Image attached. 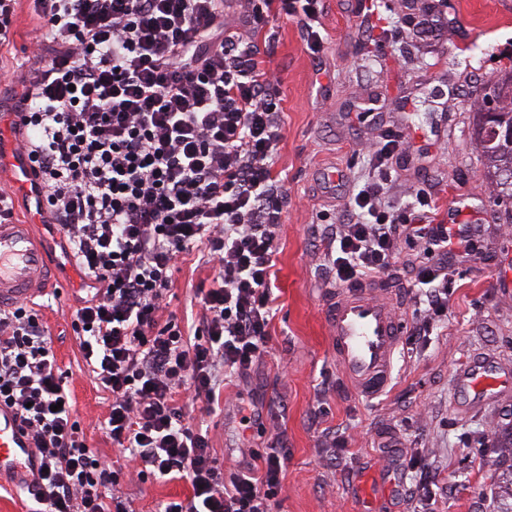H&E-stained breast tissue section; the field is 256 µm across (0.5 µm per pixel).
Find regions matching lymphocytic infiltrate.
<instances>
[{"label":"lymphocytic infiltrate","instance_id":"1","mask_svg":"<svg viewBox=\"0 0 512 512\" xmlns=\"http://www.w3.org/2000/svg\"><path fill=\"white\" fill-rule=\"evenodd\" d=\"M251 29L296 18L319 51V0H242ZM42 39L23 66L12 129L33 164L44 223L91 280L72 320L82 356L111 393L104 427L136 477L188 480L162 512H272L283 457L221 468L190 403L212 402L220 374L263 354L275 302L277 230L288 206L272 165L279 81L224 24V0H34ZM398 136L370 159L327 237L336 286L394 271L403 243L427 246L407 342L448 316V227L437 201L387 204ZM204 248L212 288L193 333L166 315L180 254ZM0 407L18 418L41 470L25 490L42 512H129L111 463L87 448L51 337L28 303L0 308Z\"/></svg>","mask_w":512,"mask_h":512}]
</instances>
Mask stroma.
I'll list each match as a JSON object with an SVG mask.
<instances>
[{"label": "stroma", "mask_w": 512, "mask_h": 512, "mask_svg": "<svg viewBox=\"0 0 512 512\" xmlns=\"http://www.w3.org/2000/svg\"><path fill=\"white\" fill-rule=\"evenodd\" d=\"M430 2L321 0L324 44L316 54L294 20L275 19L256 33L236 0L224 7L228 27L250 37L281 80L273 168L288 191V207L277 231L267 352L246 376L221 389L218 408L200 402L192 416L221 464L285 449L283 489L273 512H358L364 488L375 512H412L394 497L405 476L400 460L379 448L381 433L391 430L441 487L426 512L498 510L497 476L512 464V452L499 445L501 429L512 425V387L468 411L455 385L471 361L512 374V202L496 203L498 189L472 134L484 86L512 69V0H440L436 36L423 41L417 31ZM13 31L0 65L16 72L38 35L31 0H20ZM371 102L372 112L366 109ZM389 129L401 142L386 202L405 204L431 192L445 210L457 198L472 197L483 205L489 231L451 272L447 320L429 345L399 357L388 394L367 401L344 385L329 346L325 220L343 216L368 173L371 151ZM35 232L62 287L59 295L42 297L41 315L86 444L130 471L134 460L119 455L103 430L108 395L92 378L71 327L77 299L90 284L68 291L73 264L59 235L46 224ZM213 277L203 252L180 258L169 313L194 325L196 293ZM246 406L257 416L247 425ZM337 433L346 448L331 449ZM123 488L134 512H156L161 503L192 493L184 480L152 478Z\"/></svg>", "instance_id": "stroma-1"}]
</instances>
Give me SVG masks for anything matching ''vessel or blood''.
Listing matches in <instances>:
<instances>
[{
  "label": "vessel or blood",
  "instance_id": "obj_1",
  "mask_svg": "<svg viewBox=\"0 0 512 512\" xmlns=\"http://www.w3.org/2000/svg\"><path fill=\"white\" fill-rule=\"evenodd\" d=\"M54 286L47 251L33 226L0 223V307L51 292ZM383 279L354 283L333 291L326 308L330 348L347 386L372 400L388 388L406 325ZM462 395L482 401L504 383L483 364L461 370ZM39 460L12 413L0 409V474L31 478Z\"/></svg>",
  "mask_w": 512,
  "mask_h": 512
}]
</instances>
